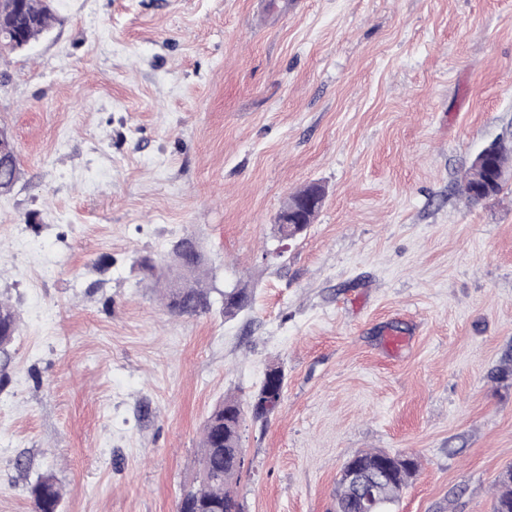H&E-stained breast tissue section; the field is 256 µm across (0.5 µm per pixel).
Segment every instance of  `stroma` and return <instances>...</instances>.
Instances as JSON below:
<instances>
[{
	"label": "stroma",
	"mask_w": 512,
	"mask_h": 512,
	"mask_svg": "<svg viewBox=\"0 0 512 512\" xmlns=\"http://www.w3.org/2000/svg\"><path fill=\"white\" fill-rule=\"evenodd\" d=\"M0 54V512H175L200 434L268 367L283 397L246 420L245 512H332L353 453L412 454L392 512H492L512 466V179L469 205L461 176L512 148V0H56ZM324 187L293 239L289 197ZM197 239L212 293L178 317L163 279ZM406 338L391 352L388 336ZM252 296L247 288L235 287L224 290L221 294V303L225 317L231 318L250 306ZM19 313L8 300L0 301V354L7 355L19 331ZM30 494L34 512H58L62 492L52 473L38 477L30 489Z\"/></svg>",
	"instance_id": "1"
}]
</instances>
